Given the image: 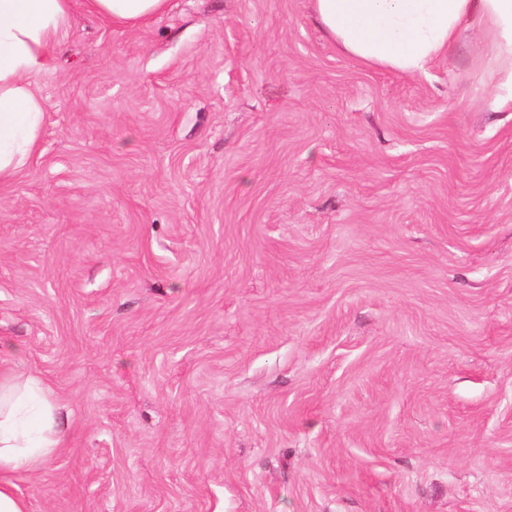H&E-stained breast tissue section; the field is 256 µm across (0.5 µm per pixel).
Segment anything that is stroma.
Segmentation results:
<instances>
[{"mask_svg":"<svg viewBox=\"0 0 512 512\" xmlns=\"http://www.w3.org/2000/svg\"><path fill=\"white\" fill-rule=\"evenodd\" d=\"M311 0L75 9L0 183V371L63 446L30 512H512V102ZM83 7L117 26H135L163 14L168 0H82Z\"/></svg>","mask_w":512,"mask_h":512,"instance_id":"stroma-1","label":"stroma"}]
</instances>
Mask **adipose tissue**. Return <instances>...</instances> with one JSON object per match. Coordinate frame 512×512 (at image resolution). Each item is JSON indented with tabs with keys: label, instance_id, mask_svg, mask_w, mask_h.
<instances>
[{
	"label": "adipose tissue",
	"instance_id": "obj_1",
	"mask_svg": "<svg viewBox=\"0 0 512 512\" xmlns=\"http://www.w3.org/2000/svg\"><path fill=\"white\" fill-rule=\"evenodd\" d=\"M117 26L163 14L168 0H0V182L39 142L45 104L35 78L46 70L75 3ZM317 21L348 56L415 77L446 54L462 28L480 27L486 51L512 90V0H312ZM61 407L37 376L0 374V512H29L7 475L38 472L61 448Z\"/></svg>",
	"mask_w": 512,
	"mask_h": 512
}]
</instances>
